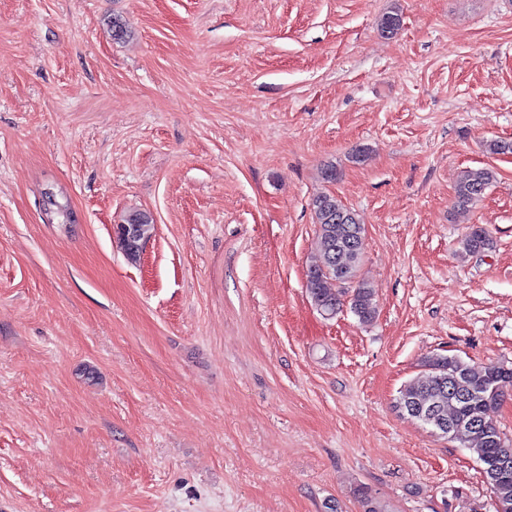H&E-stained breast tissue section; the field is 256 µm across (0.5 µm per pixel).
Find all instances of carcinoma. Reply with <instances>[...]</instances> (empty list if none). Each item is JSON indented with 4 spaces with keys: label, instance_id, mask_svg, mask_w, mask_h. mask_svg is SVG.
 Returning a JSON list of instances; mask_svg holds the SVG:
<instances>
[{
    "label": "carcinoma",
    "instance_id": "1",
    "mask_svg": "<svg viewBox=\"0 0 512 512\" xmlns=\"http://www.w3.org/2000/svg\"><path fill=\"white\" fill-rule=\"evenodd\" d=\"M496 181L490 167L467 169L462 172L455 188L453 204L466 209L477 202ZM316 224L317 256L312 258L306 273L307 292L320 314L336 316L344 304L363 322L375 317V291L358 279L361 263V243L365 225L353 209L331 193L317 196L312 202ZM126 224L138 225V238L124 240L122 227L115 230L126 257L135 261L137 248L149 240L155 225L151 216L142 211L130 213ZM467 254H478L492 248L488 230L474 224L462 242ZM425 373L406 382L399 391L396 407L421 425L426 422L419 408L431 409L448 424L473 419L472 426L461 425L466 433L463 447L467 448L482 467L501 456L512 458V442L501 437L499 430L488 420L506 397L512 395V368L488 364L477 368L458 356L433 354L423 362ZM492 496L512 512V469L502 472L488 482ZM363 512H387L366 488L358 489Z\"/></svg>",
    "mask_w": 512,
    "mask_h": 512
}]
</instances>
